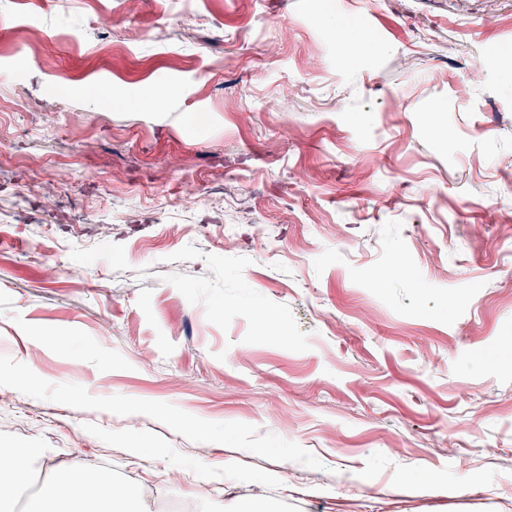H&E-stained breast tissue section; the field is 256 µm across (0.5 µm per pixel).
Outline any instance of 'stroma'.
<instances>
[{
	"label": "stroma",
	"mask_w": 512,
	"mask_h": 512,
	"mask_svg": "<svg viewBox=\"0 0 512 512\" xmlns=\"http://www.w3.org/2000/svg\"><path fill=\"white\" fill-rule=\"evenodd\" d=\"M506 336L512 0H0L18 512L65 464L140 512H512Z\"/></svg>",
	"instance_id": "obj_1"
}]
</instances>
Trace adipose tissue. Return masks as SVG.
<instances>
[{"mask_svg": "<svg viewBox=\"0 0 512 512\" xmlns=\"http://www.w3.org/2000/svg\"><path fill=\"white\" fill-rule=\"evenodd\" d=\"M34 450H0V512H15L18 493L27 483ZM138 489L93 479L79 465L62 467L38 500L39 512H138Z\"/></svg>", "mask_w": 512, "mask_h": 512, "instance_id": "ef3b65f1", "label": "adipose tissue"}]
</instances>
